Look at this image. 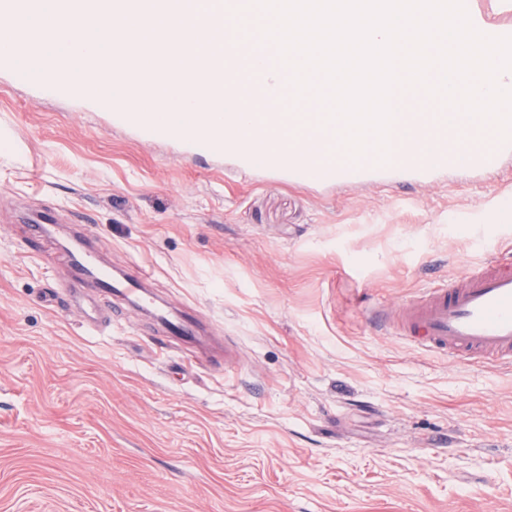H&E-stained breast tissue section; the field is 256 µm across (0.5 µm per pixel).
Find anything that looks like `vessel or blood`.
Listing matches in <instances>:
<instances>
[{
    "label": "vessel or blood",
    "instance_id": "b4317fda",
    "mask_svg": "<svg viewBox=\"0 0 512 512\" xmlns=\"http://www.w3.org/2000/svg\"><path fill=\"white\" fill-rule=\"evenodd\" d=\"M43 0H0V15L25 13L38 16L43 12ZM257 40L255 31L241 33L233 46L212 58L202 77L203 85L222 82L225 74H235L244 95L262 97L263 91L250 71L251 57ZM0 65L9 68L23 80L32 79L34 71L49 78L52 88L69 93L76 85L71 80L65 61L51 54L44 39L30 38L15 43L9 53L0 54ZM113 124H135L151 138L168 136L167 128L152 124L148 115L130 117L116 112ZM469 148L465 153L437 152L428 159L432 168L466 165L487 169L497 158L512 152V139H499L491 130L471 127L466 134ZM79 287L95 289L102 298L115 297L152 311L158 323L173 336H192L195 323L187 318L172 316L167 309L154 303L144 292L148 274L141 268H129L121 275L106 272L84 245H77L70 255ZM394 326L422 339L430 351L466 360L491 359L512 366V270H502L486 262L469 268L460 284L448 289L430 291L417 300L404 304L393 317Z\"/></svg>",
    "mask_w": 512,
    "mask_h": 512
}]
</instances>
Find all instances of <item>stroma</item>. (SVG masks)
Wrapping results in <instances>:
<instances>
[{"label":"stroma","mask_w":512,"mask_h":512,"mask_svg":"<svg viewBox=\"0 0 512 512\" xmlns=\"http://www.w3.org/2000/svg\"><path fill=\"white\" fill-rule=\"evenodd\" d=\"M0 512H512V368L386 311L512 268V154L487 170L295 181L115 127L94 92L0 69ZM202 318L88 327L44 220Z\"/></svg>","instance_id":"stroma-1"}]
</instances>
